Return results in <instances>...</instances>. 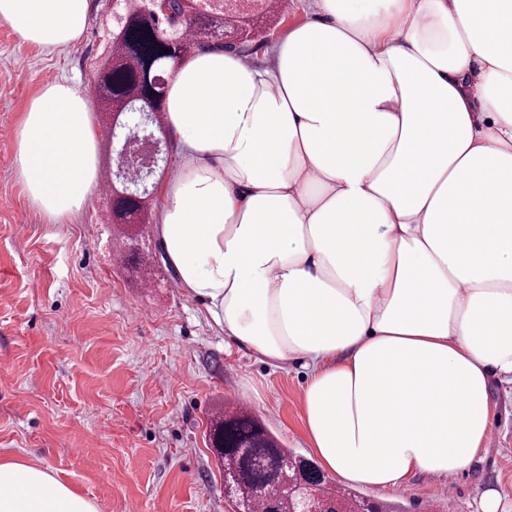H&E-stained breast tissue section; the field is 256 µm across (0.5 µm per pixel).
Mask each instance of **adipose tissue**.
Instances as JSON below:
<instances>
[{"instance_id": "obj_1", "label": "adipose tissue", "mask_w": 512, "mask_h": 512, "mask_svg": "<svg viewBox=\"0 0 512 512\" xmlns=\"http://www.w3.org/2000/svg\"><path fill=\"white\" fill-rule=\"evenodd\" d=\"M94 0H0L26 44L87 31ZM160 244L227 343L304 360L303 423L338 481L467 470L512 387V0H315L254 66L219 46L172 68ZM60 224L97 180L89 97L52 82L14 132ZM0 512H97L0 458Z\"/></svg>"}]
</instances>
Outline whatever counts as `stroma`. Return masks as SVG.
<instances>
[{"label": "stroma", "instance_id": "35a3bbf8", "mask_svg": "<svg viewBox=\"0 0 512 512\" xmlns=\"http://www.w3.org/2000/svg\"><path fill=\"white\" fill-rule=\"evenodd\" d=\"M96 4L82 40L55 50L24 44L0 23V452L53 470L99 512L159 503L229 512L209 418L242 403L286 448L310 456L306 370L275 369L225 344L162 257L157 202L137 230L161 270L145 287L115 255L128 229L111 222V198L91 193L54 224L16 175L14 130L39 88L63 81L94 91L112 30V0ZM493 400V442L470 470L451 482L420 474L375 499L390 512H475L481 490L494 487L512 512V391L494 386Z\"/></svg>", "mask_w": 512, "mask_h": 512}]
</instances>
